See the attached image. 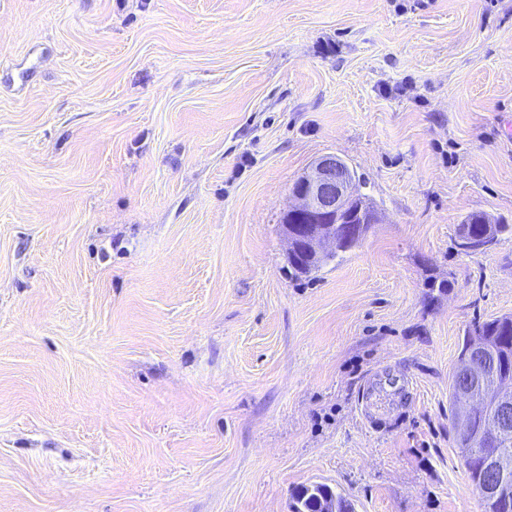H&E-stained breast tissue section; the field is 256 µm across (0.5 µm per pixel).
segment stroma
<instances>
[{
    "instance_id": "obj_1",
    "label": "stroma",
    "mask_w": 512,
    "mask_h": 512,
    "mask_svg": "<svg viewBox=\"0 0 512 512\" xmlns=\"http://www.w3.org/2000/svg\"><path fill=\"white\" fill-rule=\"evenodd\" d=\"M325 154L378 222L295 280ZM471 214L512 224V0H0V512H483ZM473 433L470 432L465 436L463 433L457 432L455 442L469 479L476 489L482 481V471L480 460L474 457L475 454L472 448H485V444L477 441L473 437ZM330 502L334 506L326 505ZM326 507V509H325ZM292 512H355L353 503L322 483L303 485L293 494ZM325 509V510H324ZM333 509V510H332Z\"/></svg>"
}]
</instances>
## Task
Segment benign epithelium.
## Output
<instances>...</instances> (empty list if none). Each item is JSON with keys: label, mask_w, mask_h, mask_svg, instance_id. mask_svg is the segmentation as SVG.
Returning <instances> with one entry per match:
<instances>
[{"label": "benign epithelium", "mask_w": 512, "mask_h": 512, "mask_svg": "<svg viewBox=\"0 0 512 512\" xmlns=\"http://www.w3.org/2000/svg\"><path fill=\"white\" fill-rule=\"evenodd\" d=\"M295 204L283 211L279 223L288 238L291 259L298 263L321 261L360 244L377 213L364 182L341 157L326 154L317 158L310 170L299 176L291 187ZM490 358L481 343L475 342L464 356L457 397L470 401L478 387L485 388L486 414L481 433L484 442L496 446L512 439V387L493 376L477 377L468 370L472 356ZM487 481L481 494L512 490V459L492 449L484 453Z\"/></svg>", "instance_id": "1"}]
</instances>
